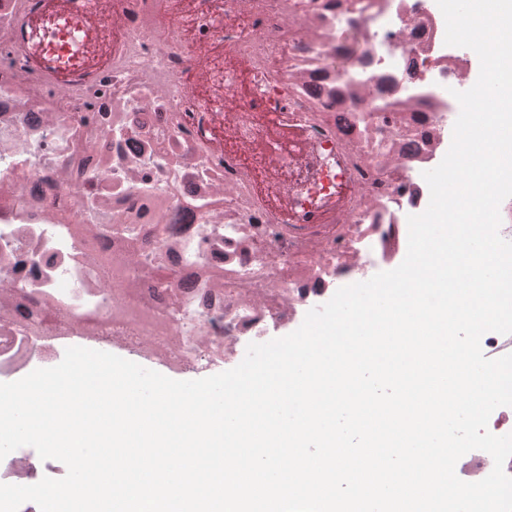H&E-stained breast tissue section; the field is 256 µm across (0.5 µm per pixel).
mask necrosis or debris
Returning <instances> with one entry per match:
<instances>
[{"mask_svg":"<svg viewBox=\"0 0 512 512\" xmlns=\"http://www.w3.org/2000/svg\"><path fill=\"white\" fill-rule=\"evenodd\" d=\"M71 2L52 79L19 27L35 0H0V380L77 340L218 371L402 263L480 70L436 0ZM257 105L304 136L280 208L245 164L269 161ZM66 473L21 448L0 483Z\"/></svg>","mask_w":512,"mask_h":512,"instance_id":"4bbe7bcc","label":"necrosis or debris"}]
</instances>
